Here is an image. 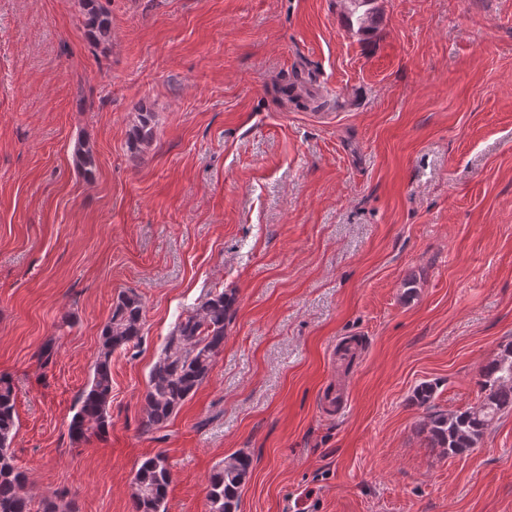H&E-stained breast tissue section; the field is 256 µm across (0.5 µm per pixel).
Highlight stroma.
<instances>
[{
  "mask_svg": "<svg viewBox=\"0 0 512 512\" xmlns=\"http://www.w3.org/2000/svg\"><path fill=\"white\" fill-rule=\"evenodd\" d=\"M100 4L105 44L81 0H0V376L32 512H130L160 451L166 512H208L238 451L237 512H512V412L448 458L412 399L434 381L437 410L475 406L512 343V0ZM128 290L144 328L112 357V425L74 443ZM212 290L236 297L224 351L141 433L160 348ZM84 27L95 43H108L112 39V21L99 0H82ZM73 160L77 171L84 176H92L96 167V153L90 143L78 137L73 145ZM252 459L245 452H236L216 467L208 480V512H236L241 488L246 484Z\"/></svg>",
  "mask_w": 512,
  "mask_h": 512,
  "instance_id": "1",
  "label": "stroma"
}]
</instances>
